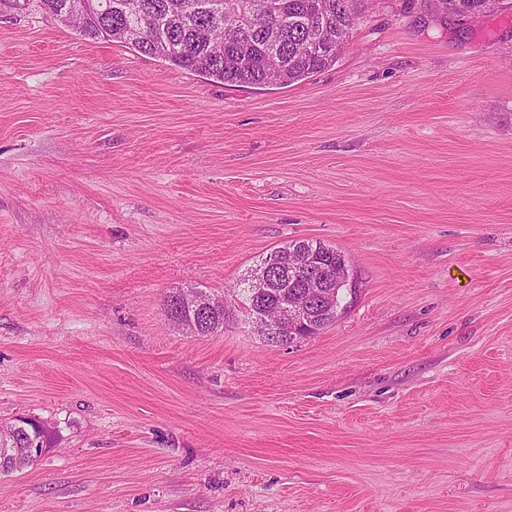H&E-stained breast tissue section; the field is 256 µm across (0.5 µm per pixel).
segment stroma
Here are the masks:
<instances>
[{"label":"stroma","instance_id":"1","mask_svg":"<svg viewBox=\"0 0 512 512\" xmlns=\"http://www.w3.org/2000/svg\"><path fill=\"white\" fill-rule=\"evenodd\" d=\"M426 3L281 88L0 0V424L60 431L0 512H512V10ZM302 239L360 290L270 346L240 281ZM441 3V7L446 14H449L453 17L456 15H463V18H473L480 15H487L491 13H497L499 11H504L509 8H512L511 0H502L501 5L492 9V7L497 5L496 0H442L439 1ZM484 2H486L485 8ZM199 288H175L169 291L163 300V310L170 320H180L191 333L208 336L224 329V306L218 305L217 309L209 310V313L196 314L191 317L183 307L184 296L187 292H193Z\"/></svg>","mask_w":512,"mask_h":512}]
</instances>
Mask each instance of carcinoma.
<instances>
[{
  "instance_id": "carcinoma-1",
  "label": "carcinoma",
  "mask_w": 512,
  "mask_h": 512,
  "mask_svg": "<svg viewBox=\"0 0 512 512\" xmlns=\"http://www.w3.org/2000/svg\"><path fill=\"white\" fill-rule=\"evenodd\" d=\"M264 4L267 20L259 28L234 30L213 18L210 5L215 0H139L146 12L156 17L152 28L137 26L123 11L126 0H86L85 23L78 29L88 41L108 40L129 45L139 53L158 58L182 70L192 71L215 83L226 85H266V70L271 66L266 52L272 31L288 30V42L281 46L275 84L288 86L305 80L336 63L344 49L354 16L350 0H222L224 11L247 10L254 2ZM67 0H38L47 16L70 27L64 17ZM486 0H441L445 13L465 18L489 14ZM300 249L316 264L336 275L345 256L321 242L295 240L271 252L267 264L290 249ZM189 289L175 288L164 296L163 310L169 319L181 321L192 333L208 336L224 329V307L195 316L183 307ZM284 289L270 288L262 303L252 289L242 288L241 304L247 315L257 314L259 305L278 303ZM54 430L33 433L27 424L0 433V474L22 470L30 462L18 448H44L52 444Z\"/></svg>"
}]
</instances>
